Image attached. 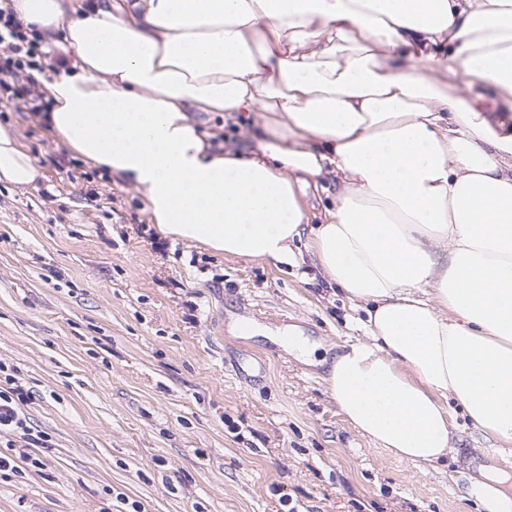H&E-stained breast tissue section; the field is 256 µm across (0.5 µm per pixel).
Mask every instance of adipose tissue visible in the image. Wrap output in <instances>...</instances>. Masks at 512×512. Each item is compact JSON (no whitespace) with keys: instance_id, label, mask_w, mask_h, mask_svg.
<instances>
[{"instance_id":"ef3b65f1","label":"adipose tissue","mask_w":512,"mask_h":512,"mask_svg":"<svg viewBox=\"0 0 512 512\" xmlns=\"http://www.w3.org/2000/svg\"><path fill=\"white\" fill-rule=\"evenodd\" d=\"M10 3L67 58L34 74L58 142L131 185L160 233L276 264L303 242L364 306L366 340L326 378L363 436L438 461L452 399L512 449V0ZM200 112L250 114V147L212 146ZM38 174L0 126V181ZM325 187L327 188L325 192L319 190L313 194H308L306 197V204L309 212L316 215L311 219L312 224L320 222V216L323 214L324 209L331 205L336 195L337 187L334 181L328 180Z\"/></svg>"}]
</instances>
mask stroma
<instances>
[{
	"instance_id": "stroma-1",
	"label": "stroma",
	"mask_w": 512,
	"mask_h": 512,
	"mask_svg": "<svg viewBox=\"0 0 512 512\" xmlns=\"http://www.w3.org/2000/svg\"><path fill=\"white\" fill-rule=\"evenodd\" d=\"M0 125L41 169L26 187L0 182V362L49 440L0 437L13 463L0 512H484L485 475L512 473V456L464 415L455 453L418 465L338 411L325 362L363 338L367 315L311 260L161 237L140 195L50 126L9 107Z\"/></svg>"
}]
</instances>
